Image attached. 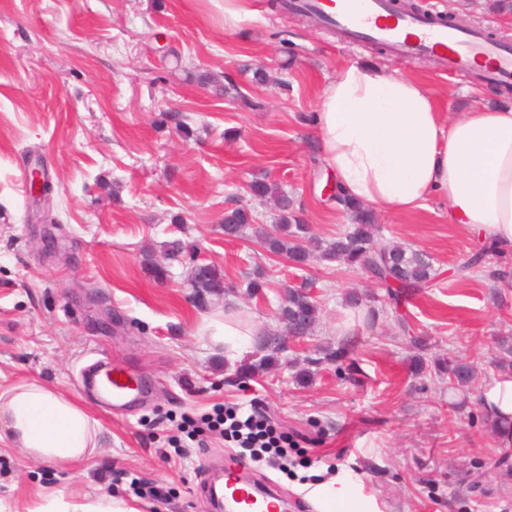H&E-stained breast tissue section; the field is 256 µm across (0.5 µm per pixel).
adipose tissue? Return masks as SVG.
<instances>
[{
    "mask_svg": "<svg viewBox=\"0 0 512 512\" xmlns=\"http://www.w3.org/2000/svg\"><path fill=\"white\" fill-rule=\"evenodd\" d=\"M322 160L346 195L378 213L405 215L435 195L448 201V221L512 258V106L478 107L443 123L419 79L376 64L340 68L322 89L316 114ZM214 345L241 356L258 330L227 310L207 324ZM478 405L512 447V373L497 374ZM101 425L75 400L37 381L0 391V443L28 458L86 464ZM315 512H377L347 474L300 485ZM27 512H141L127 501L63 489L40 494Z\"/></svg>",
    "mask_w": 512,
    "mask_h": 512,
    "instance_id": "adipose-tissue-1",
    "label": "adipose tissue"
}]
</instances>
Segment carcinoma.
Returning <instances> with one entry per match:
<instances>
[{
    "instance_id": "cac0c4a2",
    "label": "carcinoma",
    "mask_w": 512,
    "mask_h": 512,
    "mask_svg": "<svg viewBox=\"0 0 512 512\" xmlns=\"http://www.w3.org/2000/svg\"><path fill=\"white\" fill-rule=\"evenodd\" d=\"M251 192L259 200L272 199L277 208V221L273 230L259 225L255 227L256 237L269 252L287 257L296 265L308 263L313 254L323 262H343L350 267L361 269L386 289L387 296L398 304L399 297H407L425 287L432 279L431 263L417 250L402 246L378 247L374 243L376 229L374 215L363 205L336 192V203L343 209L349 219L347 230L327 244L317 241L310 233L308 225L301 223L292 199L288 194L278 190L273 183L255 181ZM254 222L251 210L236 207L224 214V236L238 238ZM190 288L194 296L202 303L209 297L224 294V274L213 265L193 266L188 275ZM319 307L310 290L304 286L288 289V303L281 309L280 320L288 334L308 336L318 319ZM357 340L346 338L338 347L330 345L318 350L319 357L307 359L305 364L334 365L342 369L345 359L356 348ZM259 349L265 356L258 361L241 366L243 374H258L278 360L282 349L268 343L262 338ZM436 373L448 378V386H466L474 377L471 364L463 361L435 362Z\"/></svg>"
}]
</instances>
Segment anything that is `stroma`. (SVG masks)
Listing matches in <instances>:
<instances>
[{
    "instance_id": "1",
    "label": "stroma",
    "mask_w": 512,
    "mask_h": 512,
    "mask_svg": "<svg viewBox=\"0 0 512 512\" xmlns=\"http://www.w3.org/2000/svg\"><path fill=\"white\" fill-rule=\"evenodd\" d=\"M424 13L454 12L458 26L512 46V10L497 0H418ZM254 17L224 26V0H0V390L35 379L74 398L101 424L99 446L80 469L23 458L0 445V512H25L47 488L129 497L138 477L163 490L142 512H212L207 472L235 460L217 435L175 455L174 420L221 403L255 404L301 448L309 467L285 475L252 466L293 512H312L297 486L349 472L378 512H512V452L476 400L413 369L394 315L427 344L426 360L463 359L479 384L498 373L512 339V261L477 247L449 223L437 196L404 216L376 217L377 245L429 256L435 278L392 310L384 289L357 269L311 259L294 268L252 231L224 238V214L245 206L271 225L274 210L249 193L255 181L294 198L328 243L348 218L329 201L333 180L315 142L318 95L352 61L422 79L440 112L457 117L507 104V90L478 71H445L431 56L403 59L352 44L328 28L251 0ZM208 74L212 83L200 82ZM54 185L51 223H38L27 191L34 167ZM180 241L178 256L166 253ZM224 274L225 294L262 329L282 332L288 287L310 282L320 308L313 333L288 343L278 365L248 379L203 326L223 306L198 307L187 285L193 262ZM165 266L164 280L148 265ZM266 282L261 297L247 284ZM375 320L346 375L294 364L338 344L349 294ZM99 351L132 370L146 399L106 410L79 370Z\"/></svg>"
}]
</instances>
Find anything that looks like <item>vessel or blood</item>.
<instances>
[{"mask_svg": "<svg viewBox=\"0 0 512 512\" xmlns=\"http://www.w3.org/2000/svg\"><path fill=\"white\" fill-rule=\"evenodd\" d=\"M288 9L313 13L334 25L352 42L375 41L395 55L437 57L445 70H467L484 62L486 78L512 81V47L485 39L476 31L451 26L432 17L397 15L390 0H288ZM85 385L95 389L115 407L142 394L140 380L123 364L108 356L95 358L82 371ZM227 512H277L278 501L262 495L237 469L224 473Z\"/></svg>", "mask_w": 512, "mask_h": 512, "instance_id": "obj_1", "label": "vessel or blood"}]
</instances>
